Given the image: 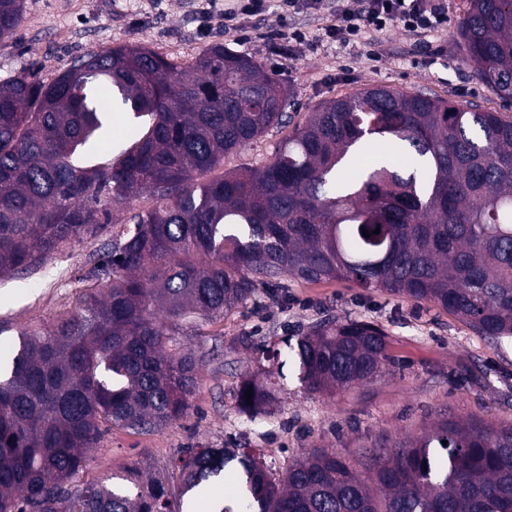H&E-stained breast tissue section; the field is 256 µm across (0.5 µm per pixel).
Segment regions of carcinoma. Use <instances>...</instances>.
<instances>
[{
    "mask_svg": "<svg viewBox=\"0 0 512 512\" xmlns=\"http://www.w3.org/2000/svg\"><path fill=\"white\" fill-rule=\"evenodd\" d=\"M24 14L25 0H0V40ZM457 42L512 104V0H469ZM287 106L274 75L221 42L186 65L123 44L49 82L0 81V277L112 225L79 310L21 331L0 375V512H183L228 470L238 497L211 512H512V425L480 416L383 438L363 450V474L329 448L276 477L250 448L197 444L172 461L173 485L139 470L128 484L80 480L104 431L154 432L192 409L203 359L182 337L261 290L283 305L288 278L427 301L490 344L512 340V120L384 85L329 100L302 125ZM115 108L140 127L101 161ZM290 125L269 161L224 169ZM389 140L406 166L381 157L342 175L367 143ZM137 198L146 204L114 221ZM241 343L298 362L309 393L368 385L393 363L387 334L365 321L321 319L282 350L251 333ZM275 401L255 379L237 394L251 418Z\"/></svg>",
    "mask_w": 512,
    "mask_h": 512,
    "instance_id": "cac0c4a2",
    "label": "carcinoma"
}]
</instances>
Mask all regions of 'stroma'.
Instances as JSON below:
<instances>
[{
	"instance_id": "1",
	"label": "stroma",
	"mask_w": 512,
	"mask_h": 512,
	"mask_svg": "<svg viewBox=\"0 0 512 512\" xmlns=\"http://www.w3.org/2000/svg\"><path fill=\"white\" fill-rule=\"evenodd\" d=\"M448 21L417 40L394 30L358 46L332 47L324 28L336 10L325 0L318 17L281 18L277 0L249 18L246 33L226 29L225 12L237 0H26L25 19L14 36L0 40V80L28 70L47 79L87 51L128 42L181 61L211 43L254 57L275 73L290 94L289 113L304 122L317 106L370 85L420 90L458 104L478 103L512 117L506 106L474 76L456 42V25L468 0H445ZM300 29L306 41L292 53L273 48L272 29ZM112 227L47 257L39 266L0 279V361L16 350L18 333L77 307L85 292V266L108 241ZM329 314L367 321L390 341L394 362L371 384L333 397L305 392L291 361L271 362L237 344L255 331L281 339ZM188 344L205 359L194 407L186 417L142 434L115 428L87 455L82 477L108 482L141 466L166 476L179 452L193 444L244 445L258 449L276 472L306 448L346 453L370 445L379 435L406 439L431 425L447 409L465 418L477 413L496 426L512 424V342L495 347L439 306L367 290L347 281L289 282L284 308H245L204 324ZM271 377L278 401L257 418L240 412L236 396L245 378Z\"/></svg>"
}]
</instances>
